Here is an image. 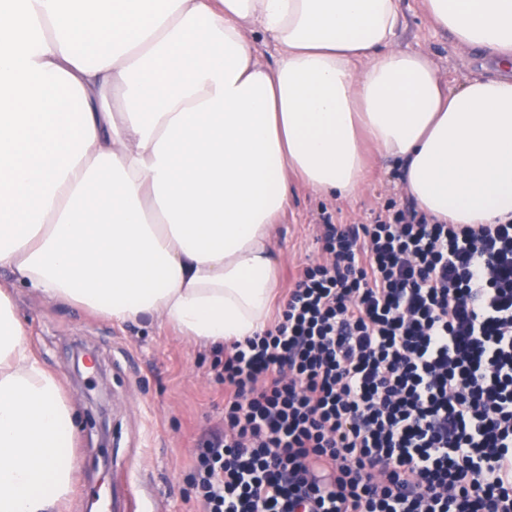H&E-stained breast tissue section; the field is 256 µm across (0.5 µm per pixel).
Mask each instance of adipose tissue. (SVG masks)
<instances>
[{
	"mask_svg": "<svg viewBox=\"0 0 512 512\" xmlns=\"http://www.w3.org/2000/svg\"><path fill=\"white\" fill-rule=\"evenodd\" d=\"M424 3L497 74L452 88L397 48L399 0H0V512H53L75 468L74 408L15 288L254 335L290 178L353 197L367 142L432 221H512V0Z\"/></svg>",
	"mask_w": 512,
	"mask_h": 512,
	"instance_id": "1",
	"label": "adipose tissue"
}]
</instances>
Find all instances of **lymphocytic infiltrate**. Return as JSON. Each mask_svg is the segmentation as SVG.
<instances>
[{"label": "lymphocytic infiltrate", "instance_id": "lymphocytic-infiltrate-1", "mask_svg": "<svg viewBox=\"0 0 512 512\" xmlns=\"http://www.w3.org/2000/svg\"><path fill=\"white\" fill-rule=\"evenodd\" d=\"M323 248L214 364L205 512H512V222L411 207Z\"/></svg>", "mask_w": 512, "mask_h": 512}]
</instances>
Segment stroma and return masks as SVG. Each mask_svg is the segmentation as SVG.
<instances>
[{"label": "stroma", "mask_w": 512, "mask_h": 512, "mask_svg": "<svg viewBox=\"0 0 512 512\" xmlns=\"http://www.w3.org/2000/svg\"><path fill=\"white\" fill-rule=\"evenodd\" d=\"M400 11L397 47L427 53L449 85L491 69L485 53L457 44L431 24L423 0H400ZM410 203L397 169L376 156L354 198L320 196L293 184L290 205L272 231L280 256L274 309L283 307L294 277L324 259V224H367L387 207ZM16 302L31 348L60 378L75 410V491L60 512H87L95 497L109 503L119 471L152 490L151 512H202L190 471L202 443L224 429V389L213 370L216 346L157 322H112L29 288L17 289ZM78 346L94 355L93 375L74 376L71 353Z\"/></svg>", "instance_id": "stroma-1"}]
</instances>
